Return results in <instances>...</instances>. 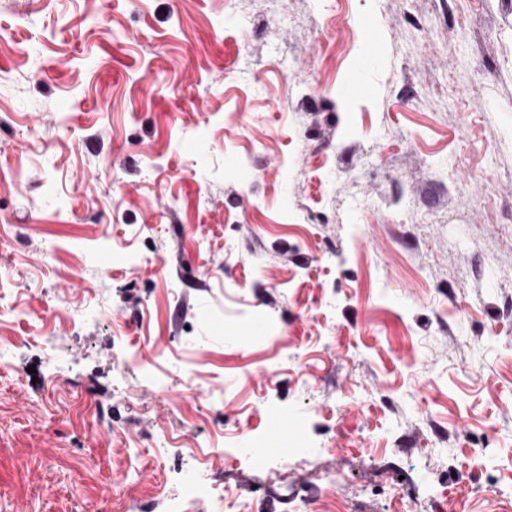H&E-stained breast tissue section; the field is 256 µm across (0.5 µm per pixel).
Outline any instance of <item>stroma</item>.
Returning a JSON list of instances; mask_svg holds the SVG:
<instances>
[{"label":"stroma","mask_w":512,"mask_h":512,"mask_svg":"<svg viewBox=\"0 0 512 512\" xmlns=\"http://www.w3.org/2000/svg\"><path fill=\"white\" fill-rule=\"evenodd\" d=\"M1 343L0 512H512V0H0ZM245 442L250 448H234L237 454L246 460H254L258 467L276 468L283 466L280 460L269 456L264 448L263 441L255 437H247Z\"/></svg>","instance_id":"stroma-1"}]
</instances>
